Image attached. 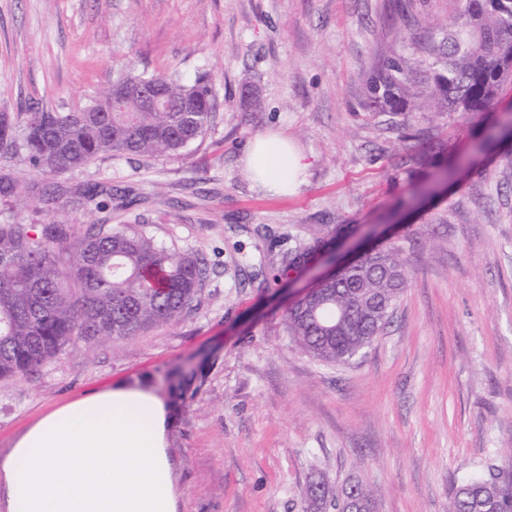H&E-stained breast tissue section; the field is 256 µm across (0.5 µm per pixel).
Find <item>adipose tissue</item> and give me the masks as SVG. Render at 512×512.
<instances>
[{
    "mask_svg": "<svg viewBox=\"0 0 512 512\" xmlns=\"http://www.w3.org/2000/svg\"><path fill=\"white\" fill-rule=\"evenodd\" d=\"M244 160L278 195L296 192L310 168L282 132L256 135ZM171 425L169 406L145 380L70 402L0 457V498L8 512H176Z\"/></svg>",
    "mask_w": 512,
    "mask_h": 512,
    "instance_id": "1",
    "label": "adipose tissue"
}]
</instances>
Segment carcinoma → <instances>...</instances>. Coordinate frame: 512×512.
I'll return each instance as SVG.
<instances>
[{
  "mask_svg": "<svg viewBox=\"0 0 512 512\" xmlns=\"http://www.w3.org/2000/svg\"><path fill=\"white\" fill-rule=\"evenodd\" d=\"M431 75L405 57L388 59L368 87L370 112L403 116L423 97L442 112H482L512 85V0H465L435 42H417ZM168 109L146 111L135 99L118 103L113 85L98 92L89 112H28L22 128L0 114V151L55 177L114 155L166 157L203 140L215 116L212 89L173 73L144 77ZM512 116H497L472 142L475 154L512 145ZM418 164L434 190L455 160L433 155ZM205 261L159 244L145 230L96 224L70 239L65 224H0V380L34 371L79 342L118 340L180 319L203 290ZM407 282L401 245L386 244L338 278L288 307L287 332L315 358L348 364L389 322ZM190 374L166 372L168 404L184 401ZM305 499L311 512H374L372 491L353 481L339 494L316 479ZM448 512H512V471L493 466L454 488Z\"/></svg>",
  "mask_w": 512,
  "mask_h": 512,
  "instance_id": "carcinoma-1",
  "label": "carcinoma"
}]
</instances>
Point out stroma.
<instances>
[{"label": "stroma", "mask_w": 512, "mask_h": 512, "mask_svg": "<svg viewBox=\"0 0 512 512\" xmlns=\"http://www.w3.org/2000/svg\"><path fill=\"white\" fill-rule=\"evenodd\" d=\"M458 0H0V113L83 108L118 76L207 75L216 114L203 141L156 159L112 156L64 178L0 152V224H129L207 265L198 301L174 323L78 342L0 381V456L70 401L168 367L196 372L168 432L178 512H306L307 483L354 480L376 512H448L463 475L512 469V156L473 162L413 209L421 152L467 157L494 111L420 109L407 128L367 111L368 84L422 27L443 35ZM262 109L247 111L246 90ZM283 131L309 155L300 192L263 196L242 163L252 138ZM111 191L105 210L82 190ZM383 224L404 249L408 286L348 365L305 352L285 309L324 266L279 259L340 227L339 254Z\"/></svg>", "instance_id": "obj_1"}]
</instances>
